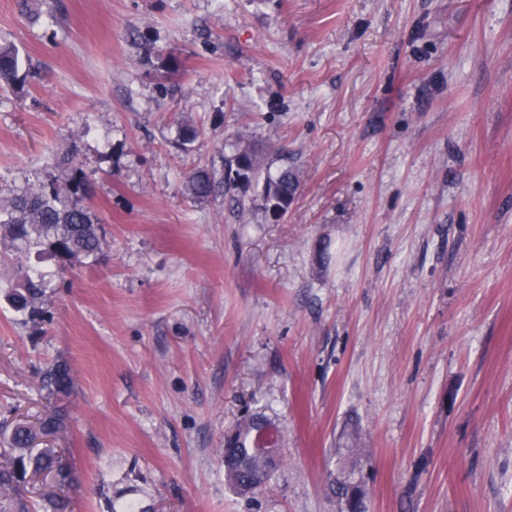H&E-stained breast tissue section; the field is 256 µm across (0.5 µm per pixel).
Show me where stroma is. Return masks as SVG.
Instances as JSON below:
<instances>
[{
	"label": "stroma",
	"instance_id": "35a3bbf8",
	"mask_svg": "<svg viewBox=\"0 0 512 512\" xmlns=\"http://www.w3.org/2000/svg\"><path fill=\"white\" fill-rule=\"evenodd\" d=\"M3 42L0 189L74 146L99 218L50 321L0 265V432L70 366L72 512H346L350 469L368 512H512V0H0ZM241 139L296 173L283 219L189 194ZM256 411L282 462L242 496ZM19 77L18 51L11 43L0 44V83L13 84ZM72 388L73 376L67 364L57 362L43 370L40 392H44L45 399L57 403L63 396H68ZM272 429L273 442L267 446L268 441L259 435L263 428ZM236 444L235 448L243 454L242 464L238 468L229 469L225 475L226 480L240 494L251 495L261 490L268 482L276 465L271 467L274 456L279 457L282 436L280 430L261 413H251L239 420L234 431L227 438ZM268 448H276L275 451Z\"/></svg>",
	"mask_w": 512,
	"mask_h": 512
}]
</instances>
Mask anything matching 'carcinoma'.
I'll use <instances>...</instances> for the list:
<instances>
[{
  "instance_id": "carcinoma-1",
  "label": "carcinoma",
  "mask_w": 512,
  "mask_h": 512,
  "mask_svg": "<svg viewBox=\"0 0 512 512\" xmlns=\"http://www.w3.org/2000/svg\"><path fill=\"white\" fill-rule=\"evenodd\" d=\"M19 77L18 51L11 43L0 44V83L12 84ZM77 149L72 147L57 159L67 170L38 191L9 192L0 204V240L16 252L33 254L39 260L52 259L60 264L94 257L102 250L98 218L76 195L84 187L86 174L74 163ZM258 176L254 150L239 147L224 163V173L217 176L207 168H197L187 176L193 198L206 199L217 188L243 190ZM299 181L292 170L283 169L276 176H266L263 196L266 209L275 218L284 215L293 202ZM18 278L6 291V298L16 311L32 322L43 316L47 274L28 265L17 267ZM73 388V376L65 363L46 367L41 375L40 391L44 398L60 401ZM68 426L65 407L56 405L34 423L16 425L4 438L0 448V512H30L19 494L28 474L51 478L54 490L43 495L41 512H69L65 494L75 482V475L66 458L55 448L37 447L40 437L57 440ZM229 440L243 454L242 464L225 475L240 494H254L268 482L273 471L271 461L279 455L280 430L264 415L256 412L239 420ZM336 490L348 500L350 512L364 509L362 489L352 474L336 479Z\"/></svg>"
}]
</instances>
